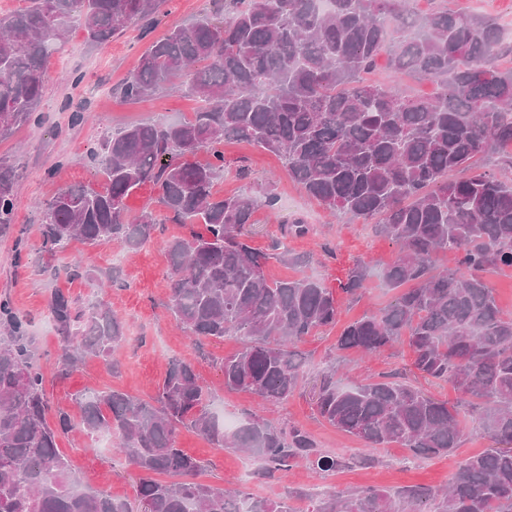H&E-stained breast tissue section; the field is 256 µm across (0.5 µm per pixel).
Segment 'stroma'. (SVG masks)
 Wrapping results in <instances>:
<instances>
[{
    "label": "stroma",
    "mask_w": 512,
    "mask_h": 512,
    "mask_svg": "<svg viewBox=\"0 0 512 512\" xmlns=\"http://www.w3.org/2000/svg\"><path fill=\"white\" fill-rule=\"evenodd\" d=\"M409 6L418 12L445 7L488 14L512 29V0H409ZM212 8L211 0H165L150 29L136 24L102 45L90 43L79 26L68 29L47 62L40 106L45 122L20 127L10 138L0 140V157L10 159L17 168L15 191L19 200L11 232L0 236V297L8 298L15 308L30 316V334L40 349L39 363L53 403L70 409L75 394L110 389L146 399L154 395L172 360L190 358L212 392L215 405L223 407L227 419L239 425L254 417L276 425L293 424L310 432L324 451L357 457L363 453L362 443L325 423L316 410V390L328 369H335L337 380L345 384L368 376L401 373L410 375L412 383L426 393L449 403H456L459 395L449 383L411 375V353L407 348L392 347L372 357L337 351L336 339L343 325L374 313L395 298V290L387 288L378 273L395 260L397 248L391 241L377 236L371 225L350 221L342 215L330 217L317 201L289 179L278 156L246 142L225 141L224 175L215 182V193L227 196L274 179L278 207L273 211L261 207L254 212L250 226L252 246L266 252L279 239L290 252L309 256L310 262L304 267L269 260L266 272L273 279L301 276L317 279L333 292L339 305L337 326L321 330L297 346L303 376L297 394L286 404L269 405L251 394L225 390L220 363L224 357L241 350L244 339L228 336L195 346L176 326L167 310L169 263L164 242L181 235L183 227L172 223L164 224L162 231L135 254L127 253L116 243L90 248L74 241L54 257L57 266L78 259L103 271L115 266L121 268L123 283L109 290L108 299L130 334L128 342L116 353L121 364L119 375H110L104 363L93 358L79 363L66 378L55 376L57 338L53 326L46 322V300L51 291L59 288L84 302L95 288L82 280L43 275L46 259L38 232L43 222L41 204L62 188L94 180L90 152L104 131L193 116L198 103L182 88L169 87L150 100L133 102L121 95L119 87L135 71L141 55L152 42ZM78 110L84 112L86 119L75 126L70 114ZM242 165L248 168L249 178L238 177L236 170ZM295 215L310 225V233L281 238L282 221ZM360 262L368 264L373 274L365 283L363 295L354 299L342 292L340 285L349 270ZM57 445L84 488L135 501L137 475L114 449L93 447L88 436L78 430L60 437ZM176 445L202 462L201 481L279 499L317 486L345 491L365 486L392 488L424 484L441 489L448 486L459 463L492 448L493 443L484 433L469 426L459 448L450 457H416L410 449L391 445L377 449L378 462L370 468L356 465L322 472L301 461L269 481L255 477V464L250 455L230 448H214L192 430L180 429Z\"/></svg>",
    "instance_id": "obj_1"
}]
</instances>
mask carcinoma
<instances>
[{
    "label": "carcinoma",
    "instance_id": "cac0c4a2",
    "mask_svg": "<svg viewBox=\"0 0 512 512\" xmlns=\"http://www.w3.org/2000/svg\"><path fill=\"white\" fill-rule=\"evenodd\" d=\"M164 0H27L0 16V140L41 121L47 60L71 23L87 39L108 42L130 23H151ZM216 10L175 28L140 57L123 83L129 100L179 83L203 102L176 122L107 132L92 151L103 185L58 191L40 225L49 258L78 240L117 242L137 251L161 230L149 207L130 216L125 200L145 183L185 233L166 241L168 308L197 339L243 336L224 358V388L278 404L301 382L296 346L336 324L333 293L309 277L271 280L266 256L248 241L255 210H274L271 183L228 197L214 183L224 172V142H252L281 157L288 177L332 214L373 225L398 258L381 276L404 289L384 308L348 324L339 351L376 354L398 344L424 378L453 385L467 407L424 394L399 376L341 386L321 380L316 407L338 431L364 442L356 460L330 456L305 429L254 418L233 431L210 411L208 388L192 361H173L149 399L117 390L76 398L80 416L52 406L36 362L31 319L0 301V512H133L130 502L81 489L57 439L79 428L107 432L140 473L141 512H294L290 498H255L198 480L203 465L176 447L180 428L219 449L254 457L270 477L299 459L322 471L378 463L372 450L399 445L421 455H451L468 419L500 447L458 466L444 491L417 484L396 490L299 494L310 512H512V314L485 277L512 268V183L483 160L512 147V40L480 14L410 11L407 0H214ZM391 75L435 85L430 98L368 80L381 53ZM209 160H194L200 152ZM469 175L454 178L452 174ZM17 168L0 158V233L13 224ZM301 217L283 221L301 237ZM452 253L455 266L442 269ZM44 270L94 283L79 260ZM369 266L358 263L342 290L361 293ZM46 313L58 334L57 369L71 372L127 341L124 321L97 299L78 304L53 291ZM166 475L172 481L159 479Z\"/></svg>",
    "mask_w": 512,
    "mask_h": 512
}]
</instances>
